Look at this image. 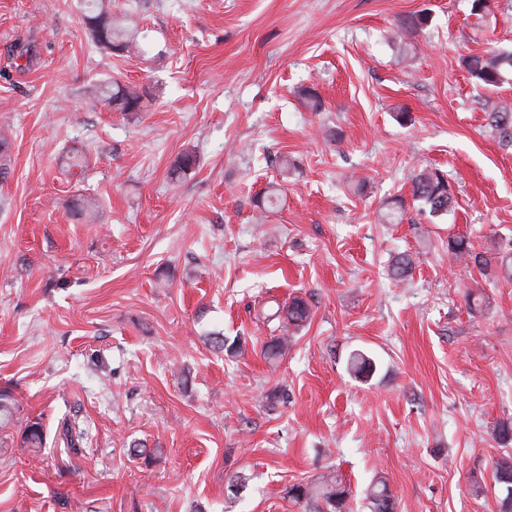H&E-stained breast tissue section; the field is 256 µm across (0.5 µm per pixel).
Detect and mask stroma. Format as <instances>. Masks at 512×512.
Returning a JSON list of instances; mask_svg holds the SVG:
<instances>
[{"label": "stroma", "instance_id": "obj_1", "mask_svg": "<svg viewBox=\"0 0 512 512\" xmlns=\"http://www.w3.org/2000/svg\"><path fill=\"white\" fill-rule=\"evenodd\" d=\"M471 3L112 0L139 28L138 51L114 54L79 0H0V389L46 434L0 444V512H302L286 488L331 469L351 512L378 474L396 512H500L512 283L450 261L448 237L512 239V149L482 110L512 106V71L489 95L461 64L512 51V0ZM414 14L428 21L412 45L392 40ZM106 78L145 89L143 111L91 96ZM74 145L79 176L58 162ZM188 151L196 167L172 181ZM427 166L457 201L438 224L408 200ZM272 182L281 203L264 212ZM81 195L96 223L73 215ZM397 196L403 222L381 223ZM402 252L418 263L396 281ZM476 286L489 301L472 315ZM295 297L311 319L269 361L262 314ZM355 350L370 380L349 375ZM234 473L249 479L237 497ZM347 369L354 378L367 381L374 374L376 365L364 352L356 350L347 359Z\"/></svg>", "mask_w": 512, "mask_h": 512}]
</instances>
